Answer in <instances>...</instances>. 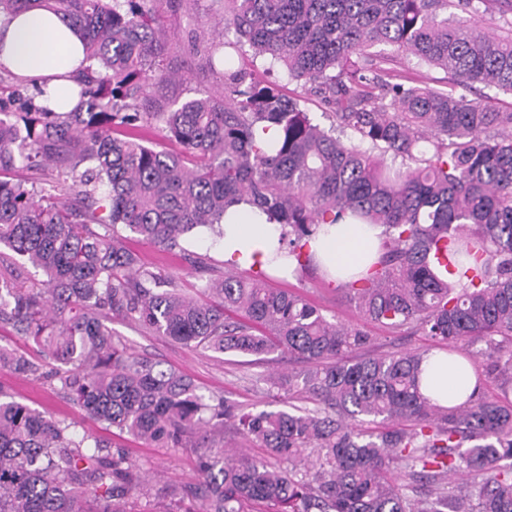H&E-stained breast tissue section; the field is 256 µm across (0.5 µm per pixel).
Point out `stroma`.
Listing matches in <instances>:
<instances>
[{"instance_id": "35a3bbf8", "label": "stroma", "mask_w": 512, "mask_h": 512, "mask_svg": "<svg viewBox=\"0 0 512 512\" xmlns=\"http://www.w3.org/2000/svg\"><path fill=\"white\" fill-rule=\"evenodd\" d=\"M152 7L164 27L183 41L192 35L204 39L210 37L214 32V15L224 9L222 0H200L194 10H172L168 0H154ZM201 67V62H193L190 70L182 72L179 81L153 85L151 98L172 103L216 90L220 85L219 76L202 75ZM129 247L141 263L161 270L190 294L196 293L209 279L222 276L233 267L232 262L224 258L221 239L207 229L194 231L185 240L182 250L176 252H165L137 240L130 241ZM271 284L304 294L321 308L328 320L346 325L362 324L354 307L335 286L324 282L321 274L300 272L289 280L272 278ZM111 327L126 339L135 354L173 366L193 378L203 394L223 397L254 411L266 406V375L284 373L290 367L288 360L277 352L267 355L264 361L255 362L251 357L234 353L188 348L118 318L112 319ZM365 327L383 352L422 350L432 345L429 337L419 334H391L374 323ZM0 387L13 400L36 408L45 416L75 423L77 432L91 433L107 440L113 438L127 448L136 469L150 477L151 493L134 499V512H157L169 489L183 487L196 479V459L190 449L148 447L126 434L113 436L111 429L88 418L75 407L60 392L56 382L32 380L0 370Z\"/></svg>"}]
</instances>
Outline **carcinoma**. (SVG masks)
Instances as JSON below:
<instances>
[{
    "label": "carcinoma",
    "instance_id": "carcinoma-1",
    "mask_svg": "<svg viewBox=\"0 0 512 512\" xmlns=\"http://www.w3.org/2000/svg\"><path fill=\"white\" fill-rule=\"evenodd\" d=\"M150 2L0 0V15H62L88 61L69 112L0 97V245L46 275L28 285L0 258V322L59 365L0 345V369L57 379L88 417L148 446L196 449L197 479L176 492L188 512H512V107L456 91L512 93V20L483 31L490 0H224L215 37H191L222 64L221 89L160 112L149 87L177 73ZM245 56L284 67L330 124L231 65ZM400 57L442 70L448 89L400 82ZM151 125L179 149L145 143ZM20 166L58 179L40 194L7 177ZM240 203L280 225L275 257L298 272L318 270V225L350 215L381 229L377 260L337 289L392 334L485 342L476 378L501 395L441 405L421 391L431 352L373 354L364 329L261 271L187 295L124 246L222 235ZM111 316L188 348L279 350L302 364L270 379L290 403L246 412L206 396L131 352ZM227 431L288 466L239 456ZM145 487L126 449L0 391V512H132Z\"/></svg>",
    "mask_w": 512,
    "mask_h": 512
}]
</instances>
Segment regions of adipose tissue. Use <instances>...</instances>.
<instances>
[{"label":"adipose tissue","mask_w":512,"mask_h":512,"mask_svg":"<svg viewBox=\"0 0 512 512\" xmlns=\"http://www.w3.org/2000/svg\"><path fill=\"white\" fill-rule=\"evenodd\" d=\"M82 60L77 36L53 12L30 8L15 18H0V63L19 76L46 81L47 104L52 110L65 112L77 104L78 87L68 74L79 68ZM378 234L371 225L348 218L320 225L311 246L327 281L347 280L367 268L379 252ZM279 235V225L269 223L266 215L238 205L231 208L224 226V256L245 268L291 278L292 265L272 259ZM476 384L472 365L458 364L445 352H435L423 364L422 390L441 403L463 401Z\"/></svg>","instance_id":"ef3b65f1"}]
</instances>
